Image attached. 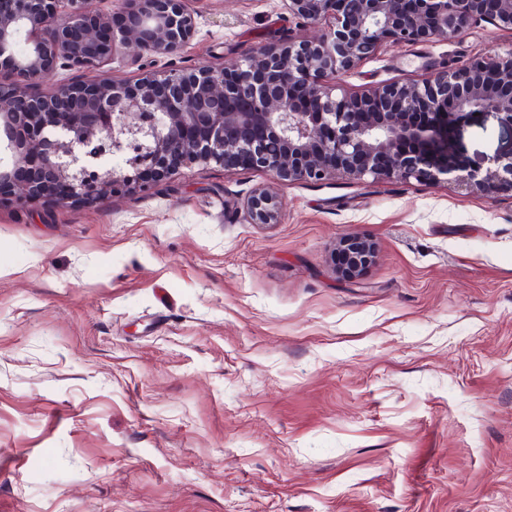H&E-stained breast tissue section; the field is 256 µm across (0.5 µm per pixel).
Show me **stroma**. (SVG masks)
<instances>
[{"label": "stroma", "instance_id": "35a3bbf8", "mask_svg": "<svg viewBox=\"0 0 512 512\" xmlns=\"http://www.w3.org/2000/svg\"><path fill=\"white\" fill-rule=\"evenodd\" d=\"M319 32L282 0H200L174 58L121 48L42 84ZM511 47L482 22L343 82ZM454 149L487 163L512 128L470 114ZM260 186L280 223L225 209ZM353 236L376 254L348 277ZM0 512H512V196L198 167L89 204L1 187Z\"/></svg>", "mask_w": 512, "mask_h": 512}]
</instances>
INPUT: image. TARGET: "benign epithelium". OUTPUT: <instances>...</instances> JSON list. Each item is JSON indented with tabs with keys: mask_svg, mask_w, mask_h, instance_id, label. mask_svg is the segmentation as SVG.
<instances>
[{
	"mask_svg": "<svg viewBox=\"0 0 512 512\" xmlns=\"http://www.w3.org/2000/svg\"><path fill=\"white\" fill-rule=\"evenodd\" d=\"M288 14L325 24L309 39L255 47L229 67L172 65L134 83L26 85L60 67L99 70L123 46L172 56L195 30L197 0H121L103 13L89 0H0V186L25 204L47 192L62 200L148 191L183 167L256 169L277 181L437 182L486 196L512 194V152L486 167L458 161L455 126L486 112L512 127V46L434 68L419 78L352 90L337 78L390 45L452 41L487 22L512 33V0H283ZM26 51H15L18 42ZM413 141L423 150L408 152ZM138 155L116 168L112 154ZM252 224L280 221L283 202L265 188L243 201ZM356 275L375 248L339 245Z\"/></svg>",
	"mask_w": 512,
	"mask_h": 512,
	"instance_id": "obj_1",
	"label": "benign epithelium"
}]
</instances>
